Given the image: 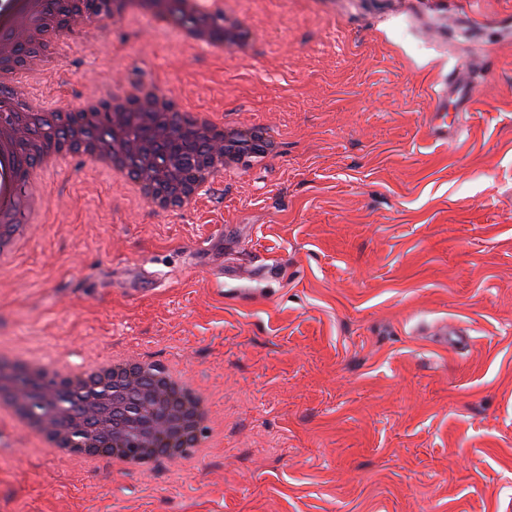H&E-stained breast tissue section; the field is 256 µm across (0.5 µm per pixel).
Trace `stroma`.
Returning a JSON list of instances; mask_svg holds the SVG:
<instances>
[{
    "label": "stroma",
    "instance_id": "stroma-1",
    "mask_svg": "<svg viewBox=\"0 0 512 512\" xmlns=\"http://www.w3.org/2000/svg\"><path fill=\"white\" fill-rule=\"evenodd\" d=\"M265 31L217 57L133 17L40 82L124 80L281 134L196 211L136 205L65 161L0 274V353L182 363L224 440L178 475L89 470L0 422V512H512V0H239ZM468 146L428 135L457 62ZM468 327L441 345L435 323ZM438 335L442 336V344L450 349L464 348L472 339L467 329L454 323H444Z\"/></svg>",
    "mask_w": 512,
    "mask_h": 512
}]
</instances>
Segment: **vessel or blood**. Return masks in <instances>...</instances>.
Returning a JSON list of instances; mask_svg holds the SVG:
<instances>
[{"label": "vessel or blood", "mask_w": 512, "mask_h": 512, "mask_svg": "<svg viewBox=\"0 0 512 512\" xmlns=\"http://www.w3.org/2000/svg\"><path fill=\"white\" fill-rule=\"evenodd\" d=\"M431 101L429 130L435 141L456 145L460 140L458 115L471 111L479 98L477 87L463 74H456L431 89L428 94ZM443 345L451 349L466 347L471 336L464 327L448 323L440 330Z\"/></svg>", "instance_id": "1"}]
</instances>
